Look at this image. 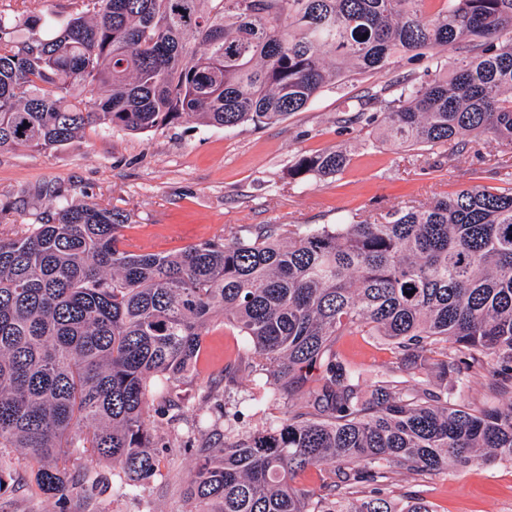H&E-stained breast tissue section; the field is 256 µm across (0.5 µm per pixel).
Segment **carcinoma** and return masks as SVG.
I'll list each match as a JSON object with an SVG mask.
<instances>
[{
	"label": "carcinoma",
	"mask_w": 512,
	"mask_h": 512,
	"mask_svg": "<svg viewBox=\"0 0 512 512\" xmlns=\"http://www.w3.org/2000/svg\"><path fill=\"white\" fill-rule=\"evenodd\" d=\"M80 2L60 27L0 9V148L50 150L90 124L269 123L344 78L428 55L432 77L382 100L380 142L457 154L491 136L512 152V0H437L432 13L427 0ZM462 42L474 55L442 59ZM348 163L328 148L292 174L329 178ZM52 194L36 223L0 226V492L14 479L8 451L59 501L162 476L148 421L180 419L175 389L217 322L249 340L228 379L245 370L268 398L302 406L199 449L193 512H433L389 498L392 475L512 463V403L452 394L484 372L491 395H512V187L463 188L381 220L230 229L174 253L129 250L127 215ZM359 333L395 353L370 382L335 349ZM87 455L112 478L80 472ZM329 463L336 497L296 484Z\"/></svg>",
	"instance_id": "carcinoma-1"
}]
</instances>
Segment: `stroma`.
<instances>
[{
  "mask_svg": "<svg viewBox=\"0 0 512 512\" xmlns=\"http://www.w3.org/2000/svg\"><path fill=\"white\" fill-rule=\"evenodd\" d=\"M428 64L425 58L404 61L389 72L341 81L304 110L273 123L224 128L185 117L144 134L91 125L52 150L0 149V206H9L14 224H30L51 205L50 190L58 189L74 201L127 214L124 235L132 249L173 252L228 228L246 235L260 224H332L340 214L375 219L407 200L427 203L463 187L500 186L502 174L512 173V158L493 138L456 155L441 146L378 142L383 108L371 95L381 90L393 96L397 80L422 75ZM336 146L348 150L343 173L304 181L290 175L299 155ZM203 341L205 360L177 389L186 416H205L198 445H207L223 405L239 406L246 429H261L278 413L279 402L249 401L253 384L245 375L224 379L241 337L217 324ZM336 348L368 380L394 359L380 336H343ZM149 427L162 446V479L128 495L108 490L90 503L69 493L67 512H188L184 487L198 455L179 446L185 424L156 415ZM12 468L15 488L0 495V512H58L54 498L30 483L21 461H13ZM387 494L424 498L434 512H512V464L479 462L432 475L398 474Z\"/></svg>",
  "mask_w": 512,
  "mask_h": 512,
  "instance_id": "stroma-1",
  "label": "stroma"
}]
</instances>
